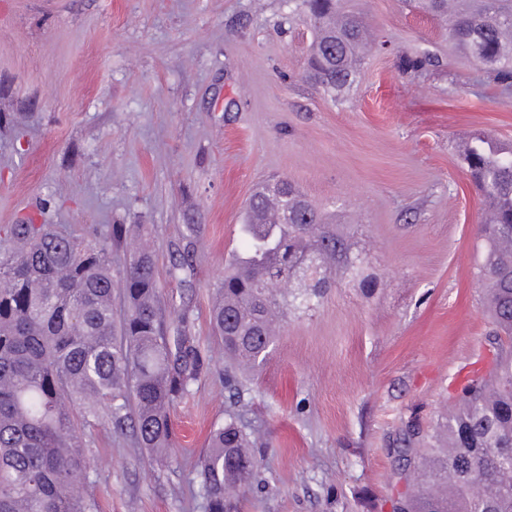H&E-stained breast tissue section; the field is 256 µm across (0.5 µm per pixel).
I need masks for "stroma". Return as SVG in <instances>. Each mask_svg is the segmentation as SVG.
<instances>
[{
    "label": "stroma",
    "mask_w": 512,
    "mask_h": 512,
    "mask_svg": "<svg viewBox=\"0 0 512 512\" xmlns=\"http://www.w3.org/2000/svg\"><path fill=\"white\" fill-rule=\"evenodd\" d=\"M341 8L386 47L334 101L302 78L312 32L288 0H0V226L147 225L160 299L189 312L211 365L169 409L166 462L85 430L90 512H204L198 460L229 408L210 313L271 177L350 220L376 283L339 280L285 315L241 407L266 434L241 512H390L413 490L398 448H421L491 365L474 280L484 204L460 150L477 132L512 141V95L404 0ZM423 51L439 67L401 70ZM190 221L201 238L178 282Z\"/></svg>",
    "instance_id": "1"
}]
</instances>
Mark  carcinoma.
Instances as JSON below:
<instances>
[{
  "mask_svg": "<svg viewBox=\"0 0 512 512\" xmlns=\"http://www.w3.org/2000/svg\"><path fill=\"white\" fill-rule=\"evenodd\" d=\"M417 4L447 19L449 39L480 68L483 81L512 92V0ZM297 9L314 31L305 78L339 97L356 79L362 45L373 50L383 43L362 20L343 14L340 0H300ZM399 64L418 73L439 60L423 52L401 56ZM461 158L493 208L481 224L476 279L499 330L496 365L460 386L443 431L418 455L414 494L393 503L392 512H512V143L478 133ZM270 200L282 220L253 221ZM185 229L188 247L169 269L180 280L192 267L200 225ZM239 232L245 248L232 254L212 310L235 404L247 391L243 376L266 364L276 341L264 320L297 308L280 281L299 279L307 303L335 285L337 268L370 281L342 225L285 178L251 195ZM127 233L126 225L112 224L80 237L32 217L0 228V512H87L80 425L130 432L137 447L169 454L168 408L205 364L186 310L176 313L174 334L165 335L149 248L123 267L126 311L115 324L112 244ZM261 437L260 427L235 412L211 432L199 463L205 512H237L240 495L255 483L253 448Z\"/></svg>",
  "mask_w": 512,
  "mask_h": 512,
  "instance_id": "1",
  "label": "carcinoma"
}]
</instances>
